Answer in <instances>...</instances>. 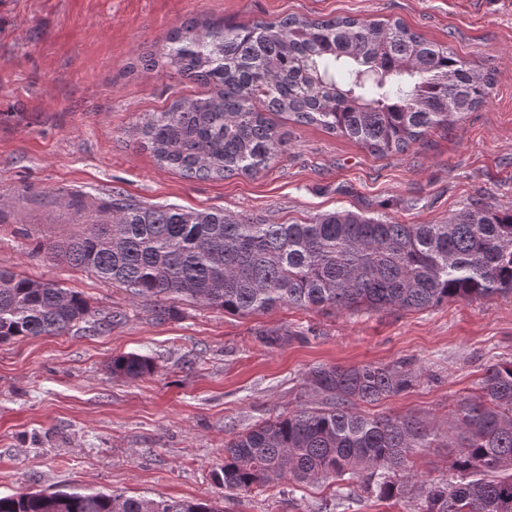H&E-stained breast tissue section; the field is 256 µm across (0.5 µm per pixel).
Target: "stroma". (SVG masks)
I'll return each mask as SVG.
<instances>
[{
	"instance_id": "obj_1",
	"label": "stroma",
	"mask_w": 512,
	"mask_h": 512,
	"mask_svg": "<svg viewBox=\"0 0 512 512\" xmlns=\"http://www.w3.org/2000/svg\"><path fill=\"white\" fill-rule=\"evenodd\" d=\"M289 14L404 22L491 71L489 99L397 156L275 116L288 143L254 175L187 179L160 167L136 126L203 86L137 64L193 17L248 24ZM126 198L267 224L348 209L399 224H442L475 202L512 208V0H0V269L51 280L112 312L110 330L0 343V495L82 486L129 497L213 499L224 512H317L325 482L295 493L223 498L212 473L224 440L315 402L319 365L403 363L419 377L365 415L414 414L448 427L484 369L512 361V299L451 300L421 310H299L240 316L153 302L36 252L87 231ZM300 340L270 348L258 331ZM149 356L152 375H112V356Z\"/></svg>"
}]
</instances>
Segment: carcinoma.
Masks as SVG:
<instances>
[{"label":"carcinoma","instance_id":"obj_1","mask_svg":"<svg viewBox=\"0 0 512 512\" xmlns=\"http://www.w3.org/2000/svg\"><path fill=\"white\" fill-rule=\"evenodd\" d=\"M147 66L210 87L144 114L137 131L157 163L186 178L251 175L281 151L267 114H286L380 155L406 152L431 129L484 103L490 76L398 20L287 15L250 25L192 18L172 29ZM115 216L54 241L45 253L125 288L135 299L187 297L241 315L298 309L424 310L448 300L512 297V209L480 202L444 224H393L335 211L305 224L253 223L222 211L112 200ZM94 332L112 314L54 281L0 270V342ZM267 347L302 336L258 333ZM112 374L154 372L140 354L112 357ZM406 366L320 365L305 388L325 399L265 420L224 442L213 482L224 496L293 489L326 479L352 498L393 500L418 487L422 512H512V361L485 369L480 393L452 411L445 443L412 414L370 417L357 401L398 395ZM446 448L448 477L416 481L419 448ZM0 512H221L211 500H154L70 486L0 496Z\"/></svg>","mask_w":512,"mask_h":512}]
</instances>
